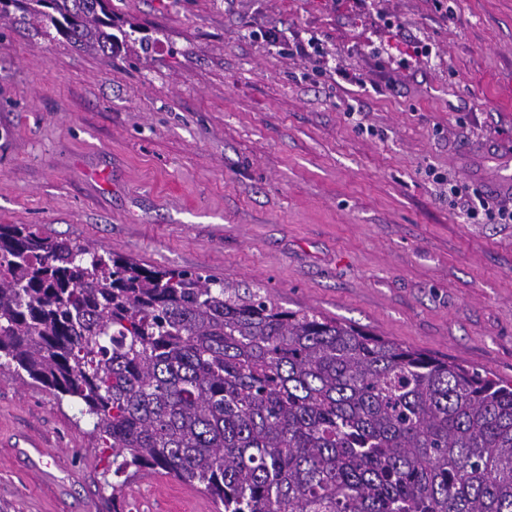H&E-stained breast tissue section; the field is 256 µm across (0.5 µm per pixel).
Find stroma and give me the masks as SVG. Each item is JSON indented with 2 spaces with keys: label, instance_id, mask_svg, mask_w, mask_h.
I'll return each mask as SVG.
<instances>
[{
  "label": "stroma",
  "instance_id": "1",
  "mask_svg": "<svg viewBox=\"0 0 512 512\" xmlns=\"http://www.w3.org/2000/svg\"><path fill=\"white\" fill-rule=\"evenodd\" d=\"M111 5L132 32L112 57L0 18V224L262 288L512 383V223L438 186L506 172L478 136L512 142V0ZM311 37L361 84L292 51ZM90 430L0 368V512H112Z\"/></svg>",
  "mask_w": 512,
  "mask_h": 512
}]
</instances>
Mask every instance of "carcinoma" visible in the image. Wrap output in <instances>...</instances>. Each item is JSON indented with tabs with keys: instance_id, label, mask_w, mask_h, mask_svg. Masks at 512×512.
Listing matches in <instances>:
<instances>
[{
	"instance_id": "1",
	"label": "carcinoma",
	"mask_w": 512,
	"mask_h": 512,
	"mask_svg": "<svg viewBox=\"0 0 512 512\" xmlns=\"http://www.w3.org/2000/svg\"><path fill=\"white\" fill-rule=\"evenodd\" d=\"M13 11L74 47L128 37L109 0ZM2 358L80 405L112 475L224 512H512V384L198 271L0 224ZM146 474L153 475L156 478V486L150 487L146 484H139L140 478ZM171 489H178L180 491L189 492V497H187L186 500L181 504L180 511L173 512H216L214 511V504L200 488L188 486L179 481L173 475L167 474L163 471H141L134 476H130L126 482L125 495H129L134 491L140 490L145 492L149 490H156L162 497H165ZM205 507H207L208 510H205Z\"/></svg>"
}]
</instances>
